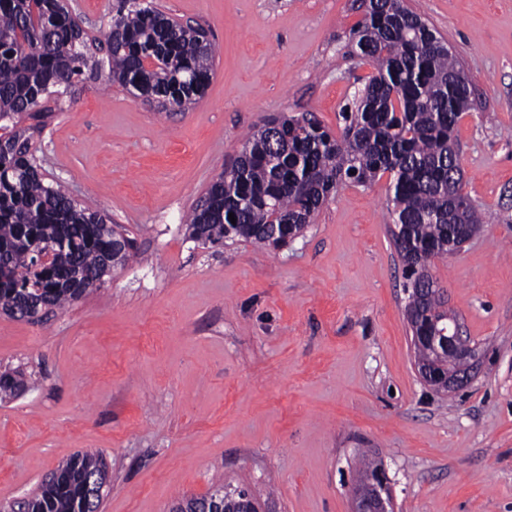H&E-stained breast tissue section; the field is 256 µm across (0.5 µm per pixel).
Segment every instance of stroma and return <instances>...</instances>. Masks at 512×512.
<instances>
[{"instance_id":"obj_1","label":"stroma","mask_w":512,"mask_h":512,"mask_svg":"<svg viewBox=\"0 0 512 512\" xmlns=\"http://www.w3.org/2000/svg\"><path fill=\"white\" fill-rule=\"evenodd\" d=\"M208 28L214 73L186 111L100 78L36 137L47 182L106 210L138 256L38 322L0 314V505L80 452L109 470L100 512H169L217 484L263 512H351L360 460L395 512H512V0H405L462 64L455 136L475 238L433 269L480 356L435 391L414 365L389 177L340 185L288 246L211 247L184 218L274 114L339 132L371 69L359 0H153Z\"/></svg>"}]
</instances>
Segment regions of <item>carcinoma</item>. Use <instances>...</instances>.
I'll list each match as a JSON object with an SVG mask.
<instances>
[{"mask_svg": "<svg viewBox=\"0 0 512 512\" xmlns=\"http://www.w3.org/2000/svg\"><path fill=\"white\" fill-rule=\"evenodd\" d=\"M90 38L66 0H0V310L8 314L45 296L62 309L89 288L76 282L100 277L104 255L135 256L134 239L112 237L104 211L75 201L59 184L44 181L35 135L50 115L45 103L74 102L91 70L110 85L138 94L163 112L201 100L213 76V46L200 28L182 24L149 0H117L91 64ZM352 53L372 74L362 95L343 106L335 136L313 119L301 125L282 115L250 133L232 164L189 213V237L204 245L246 239L269 241L279 224L306 228L330 193L343 183L368 186L388 172L391 223L406 287L419 259L448 257V243L482 219L456 175L454 137L470 90L448 44L404 0H369L350 31ZM35 123L24 125L26 119ZM234 214L236 221L229 220ZM63 245L67 260L38 270L31 246ZM429 275L424 304L407 310L422 324L442 301ZM22 373L0 374V398L13 395ZM108 479L103 457L78 453L59 465L17 512H98L89 480Z\"/></svg>", "mask_w": 512, "mask_h": 512, "instance_id": "carcinoma-1", "label": "carcinoma"}]
</instances>
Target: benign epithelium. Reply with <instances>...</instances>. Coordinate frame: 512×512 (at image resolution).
I'll return each instance as SVG.
<instances>
[{"label":"benign epithelium","mask_w":512,"mask_h":512,"mask_svg":"<svg viewBox=\"0 0 512 512\" xmlns=\"http://www.w3.org/2000/svg\"><path fill=\"white\" fill-rule=\"evenodd\" d=\"M439 316L430 319L428 333L413 334V345H425L433 350L445 349L456 361V366L439 370L430 364L417 366L420 377L438 390L452 391L467 384L475 375L479 356L471 338L464 335L461 322L446 307ZM352 512H393L391 510L390 481L384 469L377 468L368 478L352 487ZM192 512H257L250 494L224 488L204 499L193 501Z\"/></svg>","instance_id":"benign-epithelium-1"}]
</instances>
